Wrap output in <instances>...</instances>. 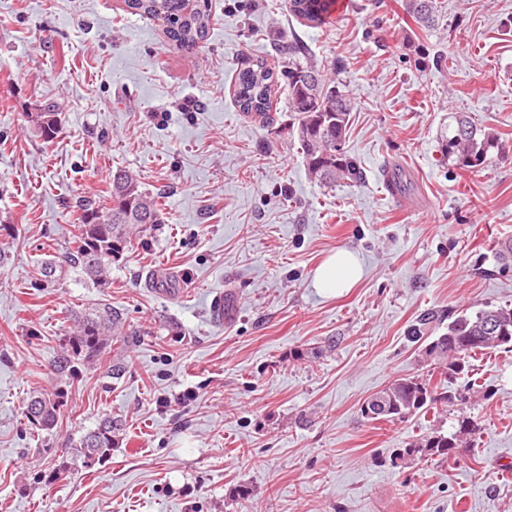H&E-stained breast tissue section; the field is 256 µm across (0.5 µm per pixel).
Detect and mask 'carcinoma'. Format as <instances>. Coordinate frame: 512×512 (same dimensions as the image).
Listing matches in <instances>:
<instances>
[{"label":"carcinoma","mask_w":512,"mask_h":512,"mask_svg":"<svg viewBox=\"0 0 512 512\" xmlns=\"http://www.w3.org/2000/svg\"><path fill=\"white\" fill-rule=\"evenodd\" d=\"M330 0H288L289 11L313 27L329 19ZM131 11L161 19L166 23L168 40L183 50L202 41L208 31L209 15L188 8L186 0H126ZM407 17L421 30L434 28L439 21L437 0H402ZM275 50L280 56L281 69L276 72L264 60L242 65L235 77L234 98L239 110L247 115L270 119L273 107L272 91L278 78L288 88V110L296 116L297 138L306 169L311 178L324 185L360 183L364 173L357 161L345 151V138L354 102L343 89V83L327 77L311 59L309 49L297 40ZM56 105L46 103L28 115V122L37 135L49 141L58 126ZM445 158L463 172H477L485 167L491 152L499 148L497 133L474 122L460 112L454 124L448 125V137L441 142ZM80 224L74 234L69 255L70 266L79 268L94 286L108 284L112 260L131 243L133 228L154 227L162 223L161 203L146 193L136 176L128 170L112 175L107 203L95 205L79 202ZM58 265L52 259L42 265V279L36 288H48L58 281ZM443 316L434 311L420 314L410 326V342H424L422 358L430 363L448 359L443 378L409 376L388 383L378 394L393 407L388 413L369 416L371 420L400 421L426 413L440 405H448V378L469 370L471 359L478 353L512 348V308L480 309L473 314L448 316V325L440 328ZM76 332L68 338L57 358L58 371L69 373L80 359L101 360L105 356V336L119 321V313L105 305L75 315ZM64 406V392L37 393L27 401L24 416L37 429L49 431L58 420ZM116 426L112 418L102 419L97 426L80 436L73 444L71 460L59 464L62 470L79 463L91 469L101 463L115 444ZM477 431L472 418L460 416L455 430L434 433L400 448L395 457L419 461H444L462 447L464 438Z\"/></svg>","instance_id":"obj_1"}]
</instances>
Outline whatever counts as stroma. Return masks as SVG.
<instances>
[{"label":"stroma","mask_w":512,"mask_h":512,"mask_svg":"<svg viewBox=\"0 0 512 512\" xmlns=\"http://www.w3.org/2000/svg\"><path fill=\"white\" fill-rule=\"evenodd\" d=\"M400 3L347 0L311 28L288 0H206L188 52L124 0H0V512H512V351L475 357L447 410L360 411L392 378L428 373L407 338L421 313L512 307V0H440L430 31ZM291 35L342 65L361 184L310 179L285 84L272 121L236 105L241 63L278 67L274 40ZM418 43L443 66H415ZM48 99L46 142L27 114ZM453 112L499 134L485 169L443 156ZM394 164L413 183L406 207L384 187ZM119 168L159 197L163 224L113 261L108 287L67 267L37 288L77 201H105ZM339 248L363 274L327 297L313 273ZM104 303L121 314L106 361L58 374L70 314ZM56 389L57 425L30 426L27 398ZM460 415L479 424L472 447L391 464ZM106 416L111 455L46 482Z\"/></svg>","instance_id":"obj_1"}]
</instances>
